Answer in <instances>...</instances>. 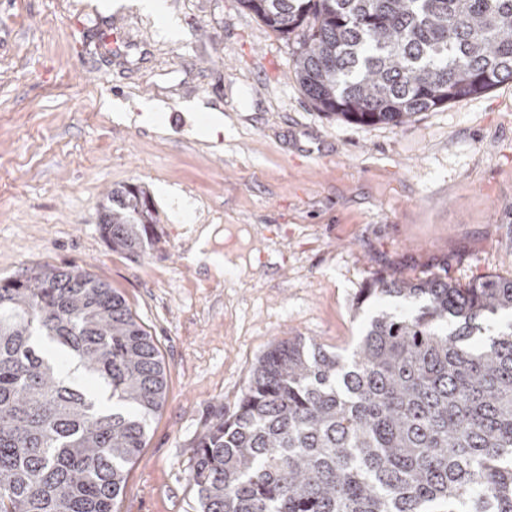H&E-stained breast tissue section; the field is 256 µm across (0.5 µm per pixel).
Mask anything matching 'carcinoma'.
<instances>
[{
  "label": "carcinoma",
  "mask_w": 512,
  "mask_h": 512,
  "mask_svg": "<svg viewBox=\"0 0 512 512\" xmlns=\"http://www.w3.org/2000/svg\"><path fill=\"white\" fill-rule=\"evenodd\" d=\"M241 3L295 35L306 97L345 122L401 126L512 80V0ZM154 213L114 189L101 230L138 252ZM372 297L418 308H379L349 355L290 338L252 366L197 442L201 512H512V321L484 326L512 314V277L382 275ZM72 360L108 401L64 374ZM165 396L152 336L106 283L77 266L0 280V512H117Z\"/></svg>",
  "instance_id": "1"
}]
</instances>
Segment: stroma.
Here are the masks:
<instances>
[{"label": "stroma", "instance_id": "stroma-1", "mask_svg": "<svg viewBox=\"0 0 512 512\" xmlns=\"http://www.w3.org/2000/svg\"><path fill=\"white\" fill-rule=\"evenodd\" d=\"M103 3L0 0V279L78 266L125 297L167 391L117 508L198 512L194 446L272 344L351 351L374 311L356 296L385 272L512 277V81L399 127L347 123L239 0ZM127 184L156 209L138 255L99 224ZM206 226L220 274L193 258Z\"/></svg>", "mask_w": 512, "mask_h": 512}]
</instances>
